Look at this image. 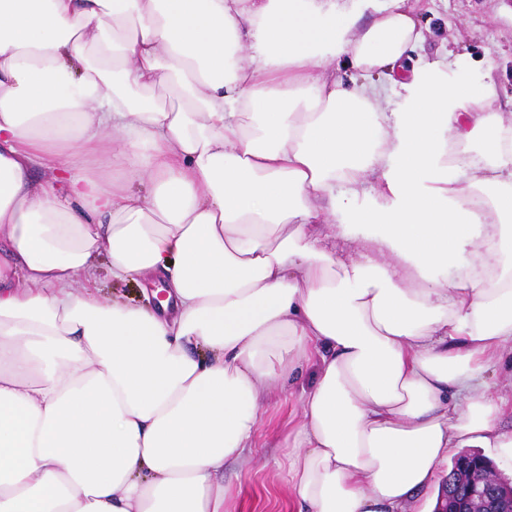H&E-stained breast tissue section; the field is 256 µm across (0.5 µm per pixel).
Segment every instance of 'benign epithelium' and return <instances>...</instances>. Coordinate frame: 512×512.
<instances>
[{
  "label": "benign epithelium",
  "instance_id": "7a95c632",
  "mask_svg": "<svg viewBox=\"0 0 512 512\" xmlns=\"http://www.w3.org/2000/svg\"><path fill=\"white\" fill-rule=\"evenodd\" d=\"M458 479L465 484L467 495L461 500L443 497L435 512H512V487L507 497H493L490 488L502 482L495 466L486 470H464Z\"/></svg>",
  "mask_w": 512,
  "mask_h": 512
}]
</instances>
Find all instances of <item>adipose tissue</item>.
Instances as JSON below:
<instances>
[{
    "mask_svg": "<svg viewBox=\"0 0 512 512\" xmlns=\"http://www.w3.org/2000/svg\"><path fill=\"white\" fill-rule=\"evenodd\" d=\"M421 39L405 0H0V512H231L311 360L295 512H406L456 448L512 466V117ZM104 254L166 299L76 292Z\"/></svg>",
    "mask_w": 512,
    "mask_h": 512,
    "instance_id": "1",
    "label": "adipose tissue"
}]
</instances>
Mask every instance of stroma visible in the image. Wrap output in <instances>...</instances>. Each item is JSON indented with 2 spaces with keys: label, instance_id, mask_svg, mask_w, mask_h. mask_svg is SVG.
Here are the masks:
<instances>
[{
  "label": "stroma",
  "instance_id": "35a3bbf8",
  "mask_svg": "<svg viewBox=\"0 0 512 512\" xmlns=\"http://www.w3.org/2000/svg\"><path fill=\"white\" fill-rule=\"evenodd\" d=\"M424 41L415 56L449 52L451 61L492 63L497 81L512 92V0H408ZM307 363L291 376L292 393H275L257 427L247 461L229 460L235 512H293L288 485L286 439L299 419L298 390L317 378Z\"/></svg>",
  "mask_w": 512,
  "mask_h": 512
}]
</instances>
